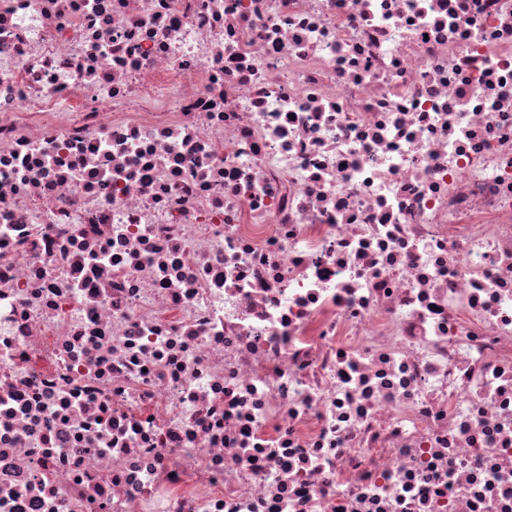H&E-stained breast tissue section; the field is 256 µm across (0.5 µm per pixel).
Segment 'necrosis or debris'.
Segmentation results:
<instances>
[{"label": "necrosis or debris", "mask_w": 512, "mask_h": 512, "mask_svg": "<svg viewBox=\"0 0 512 512\" xmlns=\"http://www.w3.org/2000/svg\"><path fill=\"white\" fill-rule=\"evenodd\" d=\"M0 512H512V0H0Z\"/></svg>", "instance_id": "4bbe7bcc"}]
</instances>
